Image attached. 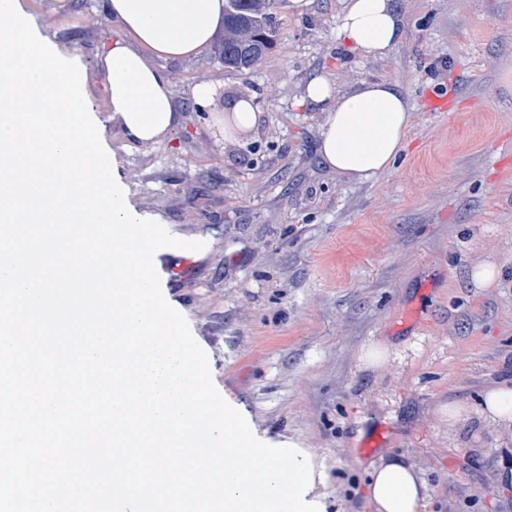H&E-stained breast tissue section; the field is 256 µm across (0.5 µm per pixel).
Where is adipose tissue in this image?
<instances>
[{"label":"adipose tissue","instance_id":"ef3b65f1","mask_svg":"<svg viewBox=\"0 0 512 512\" xmlns=\"http://www.w3.org/2000/svg\"><path fill=\"white\" fill-rule=\"evenodd\" d=\"M225 0H102V9L124 31L101 58L114 127L127 142L160 144L176 122L170 80L150 57L197 54L216 38ZM340 33L363 55H386L403 37L394 0H345ZM315 104L331 101L319 145L323 162L357 181L384 171L400 152L412 123L405 94L385 82H364L334 96L316 78L306 89ZM366 498L372 512H424L426 487L415 468L388 458L368 473Z\"/></svg>","mask_w":512,"mask_h":512}]
</instances>
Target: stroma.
<instances>
[{"label": "stroma", "instance_id": "1", "mask_svg": "<svg viewBox=\"0 0 512 512\" xmlns=\"http://www.w3.org/2000/svg\"><path fill=\"white\" fill-rule=\"evenodd\" d=\"M40 34L79 58L107 117L99 60L119 28L101 0H23ZM404 36L370 58L339 34L344 0H277L274 48L250 71L213 49L157 60L176 124L157 146L106 128L130 205L184 240L193 268L166 275L167 302L206 352L214 384L264 443L310 449L325 512H370V467L402 456L427 512H512V424L485 392L512 387V0H396ZM363 82L399 87L412 125L389 170L356 181L321 160L328 104ZM212 89L198 106L197 85ZM455 91V111L431 107ZM260 121L224 136L231 102ZM208 140L199 153L194 144ZM491 266L495 282L472 275ZM373 346L384 355L368 362Z\"/></svg>", "mask_w": 512, "mask_h": 512}]
</instances>
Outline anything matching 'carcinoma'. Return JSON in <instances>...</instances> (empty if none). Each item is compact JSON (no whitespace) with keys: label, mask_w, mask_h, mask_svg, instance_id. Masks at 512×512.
<instances>
[{"label":"carcinoma","mask_w":512,"mask_h":512,"mask_svg":"<svg viewBox=\"0 0 512 512\" xmlns=\"http://www.w3.org/2000/svg\"><path fill=\"white\" fill-rule=\"evenodd\" d=\"M275 0H226L224 41L219 45L224 66L249 71L273 43L271 9Z\"/></svg>","instance_id":"cac0c4a2"}]
</instances>
